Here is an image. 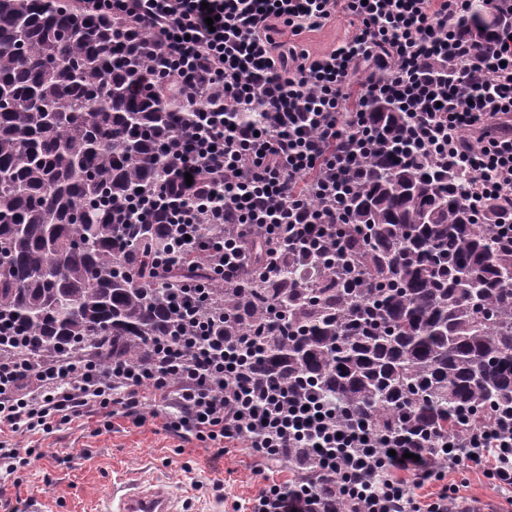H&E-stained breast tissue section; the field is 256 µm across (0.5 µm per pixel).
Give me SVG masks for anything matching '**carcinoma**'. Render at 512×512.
I'll return each mask as SVG.
<instances>
[{
  "instance_id": "1",
  "label": "carcinoma",
  "mask_w": 512,
  "mask_h": 512,
  "mask_svg": "<svg viewBox=\"0 0 512 512\" xmlns=\"http://www.w3.org/2000/svg\"><path fill=\"white\" fill-rule=\"evenodd\" d=\"M463 33L488 44L512 13L474 0ZM143 38L70 0H0V318L35 359L59 352L147 364L191 329L174 289L209 288L199 320L224 341L256 338L247 373L316 393L382 435L417 447L465 435L512 405V253L495 244L500 201L480 212L459 194L469 174L399 154L406 116L374 104L381 150L349 195L342 225L353 274L322 253L286 249L265 274L267 243L223 279L184 250L176 224H131L124 208L166 180L164 141L192 116L149 85ZM231 224L200 237L234 238ZM174 250L181 261L161 266ZM300 480L315 478L288 449Z\"/></svg>"
}]
</instances>
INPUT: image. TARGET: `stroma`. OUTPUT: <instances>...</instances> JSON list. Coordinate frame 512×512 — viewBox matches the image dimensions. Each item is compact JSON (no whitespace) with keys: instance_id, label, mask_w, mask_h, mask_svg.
<instances>
[{"instance_id":"stroma-1","label":"stroma","mask_w":512,"mask_h":512,"mask_svg":"<svg viewBox=\"0 0 512 512\" xmlns=\"http://www.w3.org/2000/svg\"><path fill=\"white\" fill-rule=\"evenodd\" d=\"M352 34L348 19L339 16L297 42L320 56ZM170 410V403L148 394L141 426L117 419L106 431L92 417L48 435L11 434L13 447L43 448L47 454L32 458L20 484L6 483L0 497L19 501L21 512H96L113 484L156 482L185 496L189 512H235L236 503H247L260 487L258 459L240 447L220 454L167 431L164 416ZM446 480L460 485L462 501L484 504L488 512H512V492L491 484L479 469L451 473Z\"/></svg>"}]
</instances>
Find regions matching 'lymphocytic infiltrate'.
Wrapping results in <instances>:
<instances>
[{
  "label": "lymphocytic infiltrate",
  "mask_w": 512,
  "mask_h": 512,
  "mask_svg": "<svg viewBox=\"0 0 512 512\" xmlns=\"http://www.w3.org/2000/svg\"><path fill=\"white\" fill-rule=\"evenodd\" d=\"M75 2L144 34L145 51L161 60L156 79L195 110L194 126L169 138L176 205L163 219L181 225L217 273L235 271L242 240L258 232L272 270L281 242L310 249L337 237L348 190L378 144L369 115L382 99L403 107L398 137L410 150L467 170L470 207L494 197L512 209V40L490 47L463 36L472 0ZM340 13L354 27L350 39L315 57L299 48L297 36ZM448 64L451 79L433 76ZM360 70L366 79L352 85ZM202 222L237 225L238 242L199 240ZM243 358L238 345L208 335L172 338L139 367L0 356V469L16 476L45 454L11 447V433L49 434L94 408L107 428L119 417L143 424L148 389L175 406L168 431L221 452L241 442L253 449L265 476L249 512H452L459 488L444 478L473 467L512 489L511 413L412 459L405 442L380 440L367 422L339 424L337 406L317 395L252 383ZM292 448L306 449L319 481L271 477ZM403 471L416 485L439 484L434 501L421 503Z\"/></svg>",
  "instance_id": "obj_1"
}]
</instances>
